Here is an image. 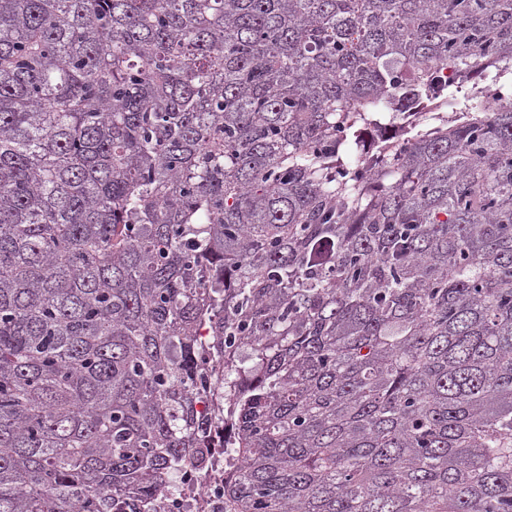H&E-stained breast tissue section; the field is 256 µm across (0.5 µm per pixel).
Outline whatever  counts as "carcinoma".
Returning a JSON list of instances; mask_svg holds the SVG:
<instances>
[{
  "instance_id": "carcinoma-1",
  "label": "carcinoma",
  "mask_w": 512,
  "mask_h": 512,
  "mask_svg": "<svg viewBox=\"0 0 512 512\" xmlns=\"http://www.w3.org/2000/svg\"><path fill=\"white\" fill-rule=\"evenodd\" d=\"M511 85L512 0H0V512H158L214 366L232 512H512Z\"/></svg>"
}]
</instances>
